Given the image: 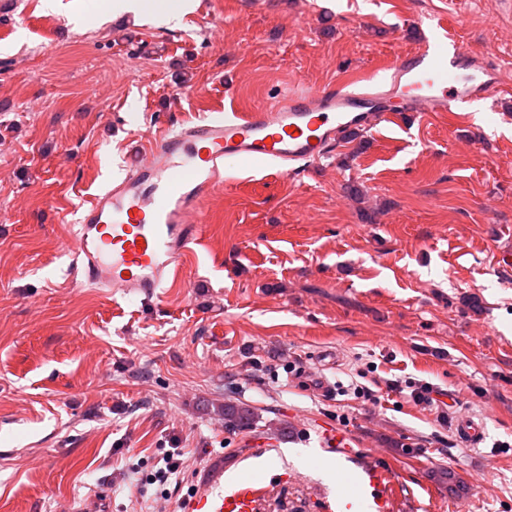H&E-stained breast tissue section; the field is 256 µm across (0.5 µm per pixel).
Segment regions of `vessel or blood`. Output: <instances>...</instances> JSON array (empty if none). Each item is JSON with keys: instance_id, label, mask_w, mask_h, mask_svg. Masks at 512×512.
Segmentation results:
<instances>
[{"instance_id": "b4317fda", "label": "vessel or blood", "mask_w": 512, "mask_h": 512, "mask_svg": "<svg viewBox=\"0 0 512 512\" xmlns=\"http://www.w3.org/2000/svg\"><path fill=\"white\" fill-rule=\"evenodd\" d=\"M386 80L360 84L339 80L314 92L296 91L271 105L183 121L136 157L108 186L78 206L73 242L75 271L99 291L133 296L143 303L179 287L188 257L205 226L204 199L224 185V174L244 160L285 174L300 163L332 153L347 131H373L394 107L405 112H456L497 103L503 72L447 29L420 50L398 55ZM458 438L478 445L483 422L463 416ZM319 447L346 466L348 489L321 496L322 512H395L394 471L359 455L351 436L335 425L316 432ZM269 486L247 478L214 494L205 486L191 512H258Z\"/></svg>"}]
</instances>
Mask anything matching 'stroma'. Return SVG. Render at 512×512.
<instances>
[{"instance_id":"1","label":"stroma","mask_w":512,"mask_h":512,"mask_svg":"<svg viewBox=\"0 0 512 512\" xmlns=\"http://www.w3.org/2000/svg\"><path fill=\"white\" fill-rule=\"evenodd\" d=\"M149 2L137 20L106 0H0V512H94L101 488L112 512H152L164 489L188 512L217 465L272 478L259 512H320L336 467L321 421L394 467L401 510L512 512V104L385 124L299 174L241 164L201 206L183 286L153 304L70 268L82 197L164 124L381 78L440 24L512 75L503 0H187L174 29L170 0ZM395 381L452 391L482 444ZM227 402L257 428L225 430ZM457 436L469 445H478L484 437V423L470 417L463 416L457 421Z\"/></svg>"}]
</instances>
